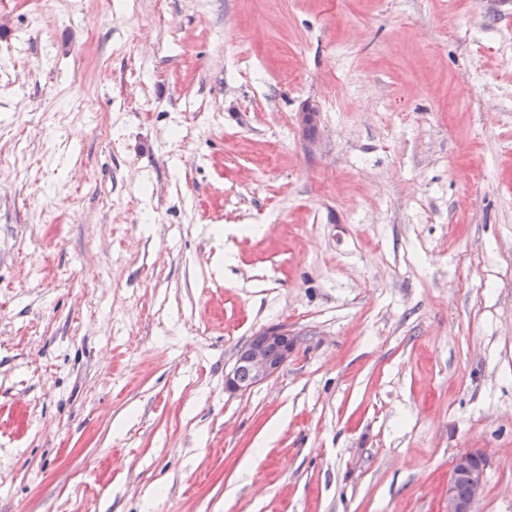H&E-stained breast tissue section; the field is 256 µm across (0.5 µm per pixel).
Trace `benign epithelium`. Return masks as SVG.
Returning a JSON list of instances; mask_svg holds the SVG:
<instances>
[{
    "instance_id": "7a95c632",
    "label": "benign epithelium",
    "mask_w": 512,
    "mask_h": 512,
    "mask_svg": "<svg viewBox=\"0 0 512 512\" xmlns=\"http://www.w3.org/2000/svg\"><path fill=\"white\" fill-rule=\"evenodd\" d=\"M298 337L283 325H271L254 334L236 352L230 368L224 370V391L244 393L275 377L293 357ZM488 459L479 450H467L453 461L448 480L445 512H474L486 488ZM465 485L466 493L457 492L456 483Z\"/></svg>"
}]
</instances>
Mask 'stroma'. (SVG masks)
<instances>
[{
  "label": "stroma",
  "instance_id": "stroma-1",
  "mask_svg": "<svg viewBox=\"0 0 512 512\" xmlns=\"http://www.w3.org/2000/svg\"><path fill=\"white\" fill-rule=\"evenodd\" d=\"M471 448L512 512V0H0V512H444ZM298 336L283 325H271L251 336L236 352L229 369L224 370V390L244 393L275 377L293 357Z\"/></svg>",
  "mask_w": 512,
  "mask_h": 512
}]
</instances>
